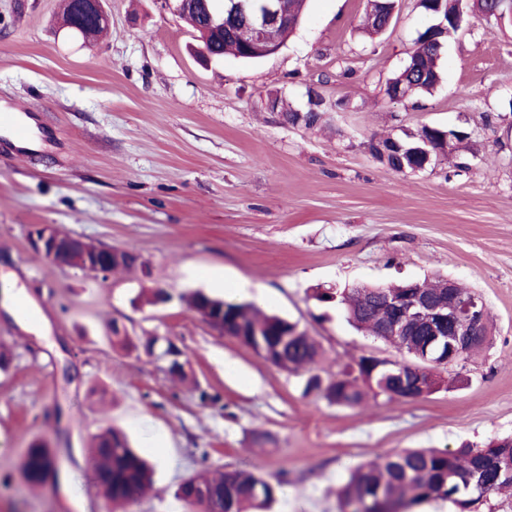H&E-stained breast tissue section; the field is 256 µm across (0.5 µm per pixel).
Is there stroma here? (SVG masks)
<instances>
[{"label": "stroma", "instance_id": "1", "mask_svg": "<svg viewBox=\"0 0 512 512\" xmlns=\"http://www.w3.org/2000/svg\"><path fill=\"white\" fill-rule=\"evenodd\" d=\"M61 0H0V108L34 112L48 134L32 159L0 153V269L50 322L48 340L0 313V512H185L174 492L203 469H247L278 491L267 512H340L351 468L405 448L454 449L512 436V19L465 13L440 55L432 93L391 101L388 79L429 24L400 0L389 28L362 35L366 0H308L292 36L250 62H203L187 22L160 0H103L93 46L60 30ZM318 93L312 128L270 111ZM347 110H336V101ZM459 130L469 150L426 170L378 162L370 137L421 126ZM133 251L143 268L94 276L29 243L34 226ZM448 277L479 294L492 341L448 375L465 386L419 400L367 397L355 408L304 391L212 328L183 297L250 302L320 345L315 373L352 358L395 359L340 308L312 297ZM166 290L161 306L143 289ZM171 338L186 379L165 362L113 349L112 326ZM123 431L154 467L151 490L117 506L94 483L90 438ZM41 441L60 474L29 485L21 463ZM76 475L85 510L65 508Z\"/></svg>", "mask_w": 512, "mask_h": 512}]
</instances>
